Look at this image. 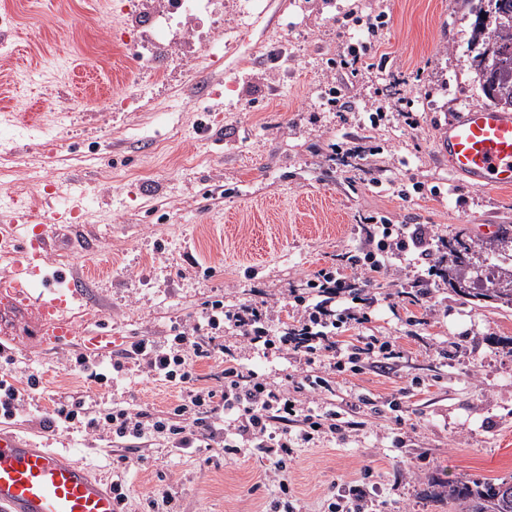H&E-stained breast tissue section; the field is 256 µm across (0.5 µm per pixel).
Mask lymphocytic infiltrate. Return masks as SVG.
<instances>
[{
	"mask_svg": "<svg viewBox=\"0 0 512 512\" xmlns=\"http://www.w3.org/2000/svg\"><path fill=\"white\" fill-rule=\"evenodd\" d=\"M362 258L351 253L341 256L350 264L352 275L317 272L309 279L317 301L311 312L300 313L294 322L304 334V341H277L269 328L268 302L242 304L225 309L223 301H215L203 316V324H187L176 330L172 339L156 342L142 338L132 342L127 357L142 363L148 377L168 382L193 381L192 360L211 357L198 336L201 325L217 330L228 327L240 336L250 348L262 351L278 349L280 354H290L305 363L317 358H327L330 368L344 372L347 365L369 358L374 353H387L388 344L377 337L362 336L357 342L340 344L338 335L344 324L367 323L366 313L351 309L336 311L334 299L358 287H366L377 275L394 271H412L421 298L432 295V278L436 275V247L440 241L430 224H377L366 222ZM224 389L196 388L174 406L167 416H155L144 411L133 412L118 406L92 415L82 402L58 404L46 427L62 426L79 428L80 431L113 440L133 437L144 442L162 441L169 447L188 450L201 442H212L223 448L227 457H235L243 449L251 448L274 458L276 471L286 469V460L294 448L311 442L325 434H338L343 430L358 429V422L344 421L340 411L322 412L314 408H301L295 392L307 389L318 393L326 387L323 378L303 377L292 385L277 386L256 371L237 364L231 350H224Z\"/></svg>",
	"mask_w": 512,
	"mask_h": 512,
	"instance_id": "lymphocytic-infiltrate-1",
	"label": "lymphocytic infiltrate"
}]
</instances>
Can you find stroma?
Segmentation results:
<instances>
[{
    "label": "stroma",
    "mask_w": 512,
    "mask_h": 512,
    "mask_svg": "<svg viewBox=\"0 0 512 512\" xmlns=\"http://www.w3.org/2000/svg\"><path fill=\"white\" fill-rule=\"evenodd\" d=\"M221 2L208 52L176 47L146 60L114 38L139 17L111 0H0V164L11 168L0 209L17 202L39 217L53 193L88 191L87 208L55 231L45 269L85 284L95 321L77 330L111 333L115 359L133 341H161L197 321L218 299L280 301L271 324L282 333L308 280L362 243L366 217L479 243L492 240L488 225H512V188L455 184L439 158L437 124L486 103L463 0H257L248 18L238 0ZM379 13L386 26L374 54L386 65L337 69L343 43L369 38L339 19ZM380 101L386 116L370 123ZM337 145L364 152L344 165ZM414 293L403 276H377L366 289L370 320L359 333L394 355L357 374L258 355L202 327L203 339L272 383L327 379L322 405L365 421L289 457V497L304 512H328L354 485L367 494L366 512H454L444 482L512 474V309L442 281L430 301L413 303ZM31 325L0 311V331L14 340L0 374L42 377L6 430L71 449L106 481L126 458L125 512H284L269 457L138 440L111 447L72 429L44 431L60 403L158 415L185 390L131 359L99 386L69 365L75 350L35 347Z\"/></svg>",
    "instance_id": "obj_1"
}]
</instances>
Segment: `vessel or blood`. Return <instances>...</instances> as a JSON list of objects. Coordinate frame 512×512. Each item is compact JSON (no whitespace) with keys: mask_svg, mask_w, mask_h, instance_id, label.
Masks as SVG:
<instances>
[{"mask_svg":"<svg viewBox=\"0 0 512 512\" xmlns=\"http://www.w3.org/2000/svg\"><path fill=\"white\" fill-rule=\"evenodd\" d=\"M438 142L451 176L465 178L478 189L512 187V112L468 107L440 127ZM88 200L87 192L79 191L38 223L24 207L9 211L0 237H8L19 259L9 275L10 288L0 292V308L34 315L43 347L71 346L101 355L112 349L111 334H78L68 314L70 302L85 298L80 283L70 281L62 292L43 276L55 227L76 217ZM0 512H119V506L85 466L72 460L69 449L42 448L0 431Z\"/></svg>","mask_w":512,"mask_h":512,"instance_id":"vessel-or-blood-1","label":"vessel or blood"}]
</instances>
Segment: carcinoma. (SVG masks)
Masks as SVG:
<instances>
[{"mask_svg": "<svg viewBox=\"0 0 512 512\" xmlns=\"http://www.w3.org/2000/svg\"><path fill=\"white\" fill-rule=\"evenodd\" d=\"M475 15L473 40L477 82L491 105L512 112V0H464ZM447 267L441 274L455 286L479 276L464 263V255L484 249L458 234L446 243ZM448 501L456 512H512V476L479 480H455L445 485Z\"/></svg>", "mask_w": 512, "mask_h": 512, "instance_id": "obj_1", "label": "carcinoma"}]
</instances>
